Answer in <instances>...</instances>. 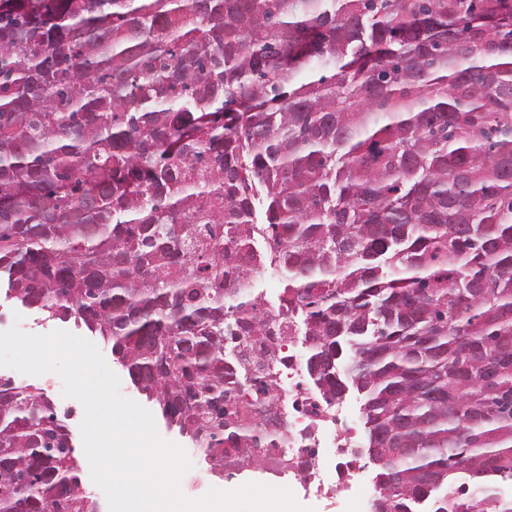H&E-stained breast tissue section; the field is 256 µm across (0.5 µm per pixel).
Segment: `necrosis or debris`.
Wrapping results in <instances>:
<instances>
[{"instance_id": "1", "label": "necrosis or debris", "mask_w": 512, "mask_h": 512, "mask_svg": "<svg viewBox=\"0 0 512 512\" xmlns=\"http://www.w3.org/2000/svg\"><path fill=\"white\" fill-rule=\"evenodd\" d=\"M241 342L239 357L248 361L256 388L244 391L230 375L224 387L240 422L258 429V444L247 454L278 477H295L316 497L342 496L343 512H373L358 432L347 422L350 406L323 402L295 337L245 336Z\"/></svg>"}]
</instances>
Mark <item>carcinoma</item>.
Here are the masks:
<instances>
[{
	"label": "carcinoma",
	"mask_w": 512,
	"mask_h": 512,
	"mask_svg": "<svg viewBox=\"0 0 512 512\" xmlns=\"http://www.w3.org/2000/svg\"><path fill=\"white\" fill-rule=\"evenodd\" d=\"M375 512H512V0H0V279L214 465L265 257ZM0 379V512H93Z\"/></svg>",
	"instance_id": "1"
}]
</instances>
